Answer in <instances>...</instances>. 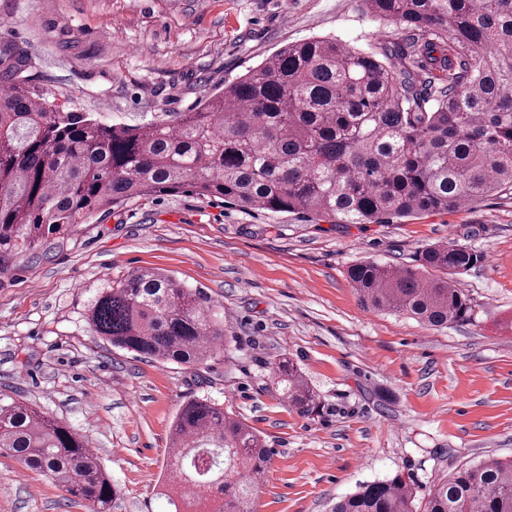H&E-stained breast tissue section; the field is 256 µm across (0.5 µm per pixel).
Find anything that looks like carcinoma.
Masks as SVG:
<instances>
[{
    "instance_id": "obj_1",
    "label": "carcinoma",
    "mask_w": 512,
    "mask_h": 512,
    "mask_svg": "<svg viewBox=\"0 0 512 512\" xmlns=\"http://www.w3.org/2000/svg\"><path fill=\"white\" fill-rule=\"evenodd\" d=\"M402 27L384 63L334 39L286 44L174 122L107 124L49 101L0 55V273L9 259L100 212L185 186L242 209L388 224L455 210L512 186V0H363ZM483 259L456 241L423 270L372 261L348 278L362 304L435 329L471 319L457 287ZM85 319L115 347L200 366L224 355L220 309L200 290L142 269L97 289ZM301 415L319 398L293 362L271 364ZM159 486L171 512H254L270 461L241 418L207 398L177 411ZM47 475L90 512L117 490L70 427L0 395V454ZM333 512H512V461L461 467L416 500L400 475L362 485Z\"/></svg>"
}]
</instances>
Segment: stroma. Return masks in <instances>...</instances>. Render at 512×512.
<instances>
[{"instance_id": "1", "label": "stroma", "mask_w": 512, "mask_h": 512, "mask_svg": "<svg viewBox=\"0 0 512 512\" xmlns=\"http://www.w3.org/2000/svg\"><path fill=\"white\" fill-rule=\"evenodd\" d=\"M396 24L362 0H0V48L30 84L111 124L173 119L287 43L326 37L383 57ZM456 241L483 260L458 278L471 321L436 330L363 306L347 271L414 268ZM167 273L223 308L224 356L136 357L93 336L97 288ZM297 365L321 401L297 413L269 364ZM82 434L112 476V512H166L156 484L179 407L207 397L272 450L255 512H331L402 475L417 496L463 464L512 459V187L390 224L243 210L190 189L130 200L15 255L0 274V394ZM0 512H87L0 454Z\"/></svg>"}]
</instances>
